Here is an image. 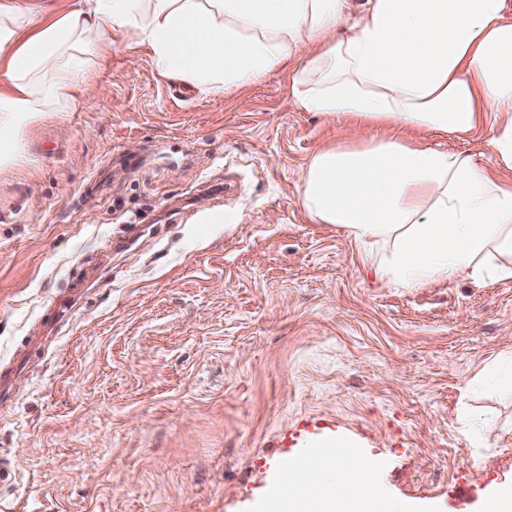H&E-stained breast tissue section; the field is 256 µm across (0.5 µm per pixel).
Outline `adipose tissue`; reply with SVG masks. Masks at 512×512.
I'll use <instances>...</instances> for the list:
<instances>
[{
  "instance_id": "1",
  "label": "adipose tissue",
  "mask_w": 512,
  "mask_h": 512,
  "mask_svg": "<svg viewBox=\"0 0 512 512\" xmlns=\"http://www.w3.org/2000/svg\"><path fill=\"white\" fill-rule=\"evenodd\" d=\"M505 0H0V135L68 112L116 29L156 69L218 94L286 61L308 112L345 114L386 136L317 152L301 176L310 219L381 247L376 276L417 288L512 280V18ZM488 124V157L418 145L405 130Z\"/></svg>"
}]
</instances>
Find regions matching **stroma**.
<instances>
[{"mask_svg":"<svg viewBox=\"0 0 512 512\" xmlns=\"http://www.w3.org/2000/svg\"><path fill=\"white\" fill-rule=\"evenodd\" d=\"M291 68L173 95L120 36L81 105L0 166V512H260L289 461L351 442L381 501L481 512L512 485V280L395 288L299 205L320 149L379 137L300 109ZM475 156L487 130L414 132ZM233 224H206L212 210ZM67 324L46 309L77 282Z\"/></svg>","mask_w":512,"mask_h":512,"instance_id":"35a3bbf8","label":"stroma"}]
</instances>
